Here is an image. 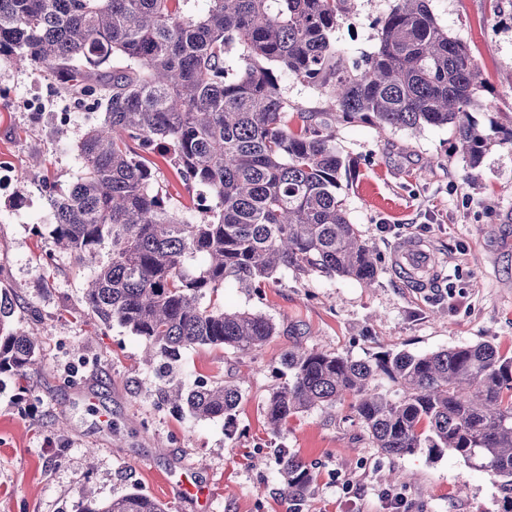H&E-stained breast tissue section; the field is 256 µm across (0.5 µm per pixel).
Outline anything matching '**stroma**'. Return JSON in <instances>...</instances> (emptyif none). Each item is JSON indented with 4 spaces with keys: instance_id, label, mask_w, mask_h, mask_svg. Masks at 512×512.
<instances>
[{
    "instance_id": "1",
    "label": "stroma",
    "mask_w": 512,
    "mask_h": 512,
    "mask_svg": "<svg viewBox=\"0 0 512 512\" xmlns=\"http://www.w3.org/2000/svg\"><path fill=\"white\" fill-rule=\"evenodd\" d=\"M394 0H357L334 39L353 61L376 44L377 23ZM439 23L469 47L485 88L474 120L493 144L477 171L453 153V131L379 130L337 125L336 146L347 217L378 255L374 287L319 272H277L262 290L226 282L204 305L263 314L278 333L251 354L204 346L183 352L188 379L239 383L237 430L220 420L174 413L157 390L144 341L119 325L99 326L83 302L88 272L70 255L54 263L51 217L43 195L83 174L75 144L102 115L99 96L70 109L52 75L0 67V157L16 177L38 174L25 197L0 190V289L17 297V322L37 321L42 371L20 380L0 374V512H79L78 487L98 501L138 491L167 512H287L280 449L298 453L315 476L299 512H497L490 477L447 454L383 455L347 404L289 419L272 436L263 409L282 385L281 358L296 343L365 360L386 350L429 353L490 342L512 354V0H429ZM28 99L43 110L20 109ZM70 110L67 137L53 115ZM152 184L183 211L189 194L168 155L155 154ZM426 242L441 278L412 287L391 269L390 249ZM393 470L409 476L388 486ZM212 493L211 504L178 498L176 481Z\"/></svg>"
}]
</instances>
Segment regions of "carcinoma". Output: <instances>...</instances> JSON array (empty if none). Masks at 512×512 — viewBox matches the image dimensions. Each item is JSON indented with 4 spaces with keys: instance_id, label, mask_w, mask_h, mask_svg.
<instances>
[{
    "instance_id": "cac0c4a2",
    "label": "carcinoma",
    "mask_w": 512,
    "mask_h": 512,
    "mask_svg": "<svg viewBox=\"0 0 512 512\" xmlns=\"http://www.w3.org/2000/svg\"><path fill=\"white\" fill-rule=\"evenodd\" d=\"M0 0V66L46 72L77 94L97 89L103 118L76 142L83 177L48 192L54 247L83 264L106 248L83 301L97 323H116L162 361L160 390L194 419H224L235 432V384L186 386L182 352L224 346L250 353L276 333L268 317L202 305L235 280L265 287L275 273L319 271L371 287L374 249L346 216L336 119L379 129L449 125L454 149L478 167L492 139L471 118L483 87L469 48L448 34L429 0H395L378 22L377 46L350 63L333 40L356 0ZM293 77L331 95L328 112L288 103ZM173 151L193 216L151 187L146 155ZM16 300L0 293V374L20 379L39 364L37 323L12 322ZM288 382L264 413L282 433L288 418L341 401L381 453L448 452L491 477L498 512H512V356L483 342L369 360L296 346ZM283 497L295 512L314 481L296 453L280 457ZM80 512H164L134 491Z\"/></svg>"
}]
</instances>
